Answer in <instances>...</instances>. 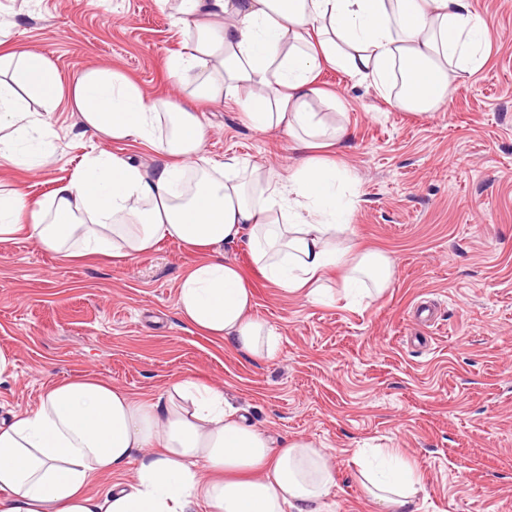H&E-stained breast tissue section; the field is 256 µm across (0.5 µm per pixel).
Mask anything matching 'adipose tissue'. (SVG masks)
Wrapping results in <instances>:
<instances>
[{"label":"adipose tissue","instance_id":"ef3b65f1","mask_svg":"<svg viewBox=\"0 0 512 512\" xmlns=\"http://www.w3.org/2000/svg\"><path fill=\"white\" fill-rule=\"evenodd\" d=\"M178 14L188 40L172 76L191 86L192 101H238L255 130L285 128L303 151L297 165L274 178L235 157L212 162L198 113L159 111L123 73L95 67L70 90L84 131L141 145L161 163L147 170L99 151L46 207L19 188L0 191V242L126 261L180 242L199 255L178 285L182 319L270 359L278 334L254 317V293L223 259L225 242L245 238L259 271L289 293L325 298L321 281L334 271L352 306L393 285V259L350 238L347 170L315 153L347 136L311 107L322 95L318 71L334 66L397 109L435 112L485 65L488 23L472 0H180ZM0 68V158L43 165L33 136L48 125L28 104L53 105L62 84L48 59L18 46L0 54ZM355 462L382 512H409L419 474L361 453ZM114 474L121 482L89 493L95 478ZM335 485L322 449L275 442L198 379L142 398L76 376L0 420V512H327Z\"/></svg>","mask_w":512,"mask_h":512}]
</instances>
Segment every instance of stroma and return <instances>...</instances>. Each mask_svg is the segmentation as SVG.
Instances as JSON below:
<instances>
[{
    "mask_svg": "<svg viewBox=\"0 0 512 512\" xmlns=\"http://www.w3.org/2000/svg\"><path fill=\"white\" fill-rule=\"evenodd\" d=\"M488 21L485 66L436 112H402L371 85L323 69L348 138L337 160L353 179L356 239L395 261L392 287L367 307L283 292L254 268L244 241L225 244L255 292L254 316L280 343L260 360L203 336L176 308L195 254L164 241L126 263L65 259L27 239L0 243V418L46 386L86 373L142 397L195 377L275 441L322 448L336 472L329 512H379L355 452L389 448L421 475L414 512H512V0H473ZM9 43L44 55L63 88L87 69L124 73L148 100L181 105L170 63L186 37L163 0H0ZM204 153L286 174L287 131H255L232 101L200 106ZM37 171L0 159V182L50 202L102 149L147 166L158 155L83 135L62 96Z\"/></svg>",
    "mask_w": 512,
    "mask_h": 512,
    "instance_id": "obj_1",
    "label": "stroma"
}]
</instances>
